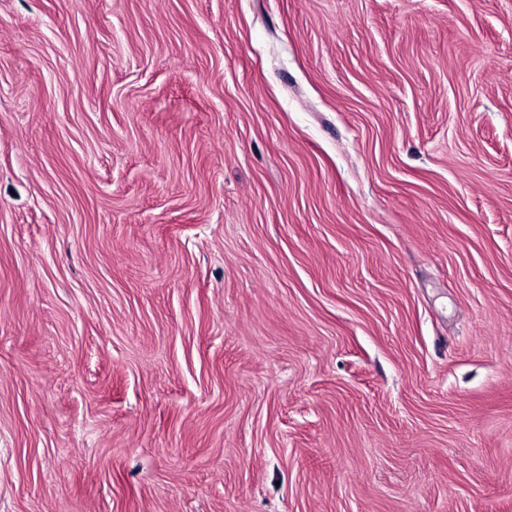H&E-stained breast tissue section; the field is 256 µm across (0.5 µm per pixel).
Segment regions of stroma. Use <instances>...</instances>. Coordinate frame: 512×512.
I'll return each instance as SVG.
<instances>
[{
  "label": "stroma",
  "mask_w": 512,
  "mask_h": 512,
  "mask_svg": "<svg viewBox=\"0 0 512 512\" xmlns=\"http://www.w3.org/2000/svg\"><path fill=\"white\" fill-rule=\"evenodd\" d=\"M0 512H512V0H0Z\"/></svg>",
  "instance_id": "1"
}]
</instances>
